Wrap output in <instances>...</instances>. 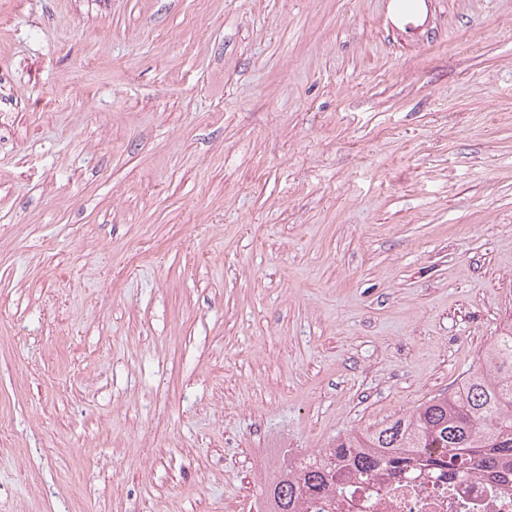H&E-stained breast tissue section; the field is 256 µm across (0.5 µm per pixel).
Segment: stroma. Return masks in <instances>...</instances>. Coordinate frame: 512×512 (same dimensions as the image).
<instances>
[{
    "instance_id": "1",
    "label": "stroma",
    "mask_w": 512,
    "mask_h": 512,
    "mask_svg": "<svg viewBox=\"0 0 512 512\" xmlns=\"http://www.w3.org/2000/svg\"><path fill=\"white\" fill-rule=\"evenodd\" d=\"M0 0V512H256L512 328V0ZM383 4L390 35L420 44L434 26L440 0H384Z\"/></svg>"
}]
</instances>
